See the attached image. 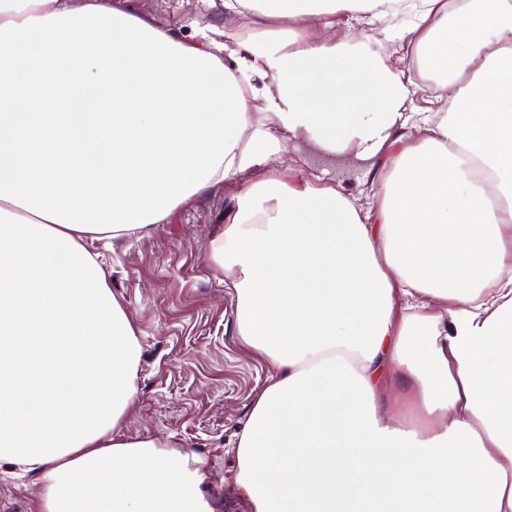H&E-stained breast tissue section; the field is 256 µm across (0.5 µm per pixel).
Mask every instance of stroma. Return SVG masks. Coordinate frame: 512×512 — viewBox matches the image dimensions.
<instances>
[{
    "instance_id": "35a3bbf8",
    "label": "stroma",
    "mask_w": 512,
    "mask_h": 512,
    "mask_svg": "<svg viewBox=\"0 0 512 512\" xmlns=\"http://www.w3.org/2000/svg\"><path fill=\"white\" fill-rule=\"evenodd\" d=\"M136 13L190 33V21L223 23L208 0H131ZM298 161L346 193L365 199L369 161L353 152L328 154L307 138L291 139L266 164L273 171ZM230 183L190 198L159 224L121 241L101 239L98 254L112 292L141 336L139 392L124 420L131 436L172 438L207 460L205 489L217 512H246L235 492L232 448L249 414L252 395L271 372L242 347L235 322V292L211 261L214 229L224 203L239 194ZM38 485L0 465V512H34Z\"/></svg>"
}]
</instances>
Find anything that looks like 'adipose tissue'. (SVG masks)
Returning a JSON list of instances; mask_svg holds the SVG:
<instances>
[{
  "label": "adipose tissue",
  "instance_id": "obj_1",
  "mask_svg": "<svg viewBox=\"0 0 512 512\" xmlns=\"http://www.w3.org/2000/svg\"><path fill=\"white\" fill-rule=\"evenodd\" d=\"M377 2L221 0L184 38L0 0V464L37 512H215L204 458L122 431L142 345L88 243L235 182L212 261L273 368L233 449L249 512H512V0ZM289 135L394 154L360 204L257 177Z\"/></svg>",
  "mask_w": 512,
  "mask_h": 512
}]
</instances>
